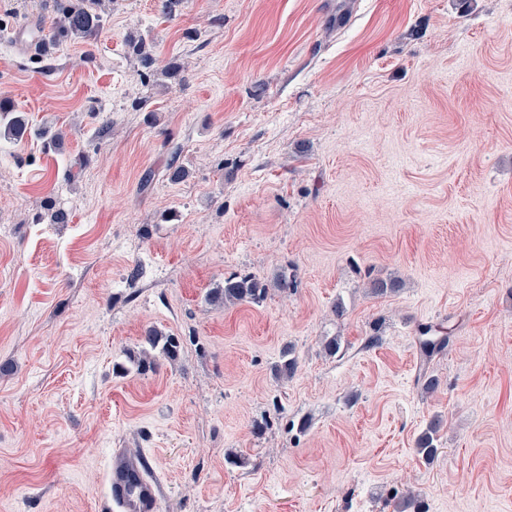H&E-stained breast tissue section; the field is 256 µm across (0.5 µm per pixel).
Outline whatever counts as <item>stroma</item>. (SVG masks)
<instances>
[{
  "label": "stroma",
  "instance_id": "35a3bbf8",
  "mask_svg": "<svg viewBox=\"0 0 512 512\" xmlns=\"http://www.w3.org/2000/svg\"><path fill=\"white\" fill-rule=\"evenodd\" d=\"M107 11L92 44L36 58L7 35L53 0H0V97L32 130L0 139V512H109L116 448L163 481L158 512H392L407 491L427 512H512V0ZM51 197L68 223L35 224ZM282 269L293 288L263 303L208 299ZM390 276L401 290L370 294ZM447 320L452 344L423 360L416 324ZM125 46L143 67L150 68L155 63L150 43L142 35H129L125 40ZM144 340L151 348H156L162 343L161 350L168 358H174L180 348L178 337L165 336L155 328L146 330ZM443 426L441 416H434L427 427L419 434L415 442L416 453L427 461L434 460L438 454L439 432Z\"/></svg>",
  "mask_w": 512,
  "mask_h": 512
}]
</instances>
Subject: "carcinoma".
I'll return each mask as SVG.
<instances>
[{
    "instance_id": "carcinoma-1",
    "label": "carcinoma",
    "mask_w": 512,
    "mask_h": 512,
    "mask_svg": "<svg viewBox=\"0 0 512 512\" xmlns=\"http://www.w3.org/2000/svg\"><path fill=\"white\" fill-rule=\"evenodd\" d=\"M55 15L53 27L42 37V45L49 48L68 40L92 43L103 28L106 13L102 8V0H55ZM125 46L143 67L149 68L155 63L150 43L142 35L128 36ZM27 125L24 112L10 99L1 97L0 132L3 136L15 141L22 139L27 132ZM68 219L67 210L57 205L56 200L50 199L45 212L36 216L35 222L64 224ZM272 286L286 291L294 287V284L284 271L277 272L271 280L255 275L232 274L224 278L223 286L212 290L210 301L224 306L259 304L266 299ZM402 286V280L394 276L371 281L369 291L373 295L383 296L399 291ZM417 332L420 353L427 359L444 350L450 341L448 336L432 335L433 328L428 324L418 325ZM144 340L152 348L161 347L162 352L169 358L175 357L180 348L178 337L165 336L154 328L146 330ZM297 367V359L292 356V351L288 350L283 354L282 362L275 366L274 375L277 378H290L295 374ZM442 426V417L435 416L417 437L416 453L421 458L431 461L438 454L439 432ZM392 507L393 512H425L423 502L412 493L394 498Z\"/></svg>"
}]
</instances>
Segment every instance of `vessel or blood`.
<instances>
[{"label": "vessel or blood", "mask_w": 512, "mask_h": 512, "mask_svg": "<svg viewBox=\"0 0 512 512\" xmlns=\"http://www.w3.org/2000/svg\"><path fill=\"white\" fill-rule=\"evenodd\" d=\"M108 481L113 512H157L162 484L149 474L144 458L115 450Z\"/></svg>", "instance_id": "b4317fda"}]
</instances>
